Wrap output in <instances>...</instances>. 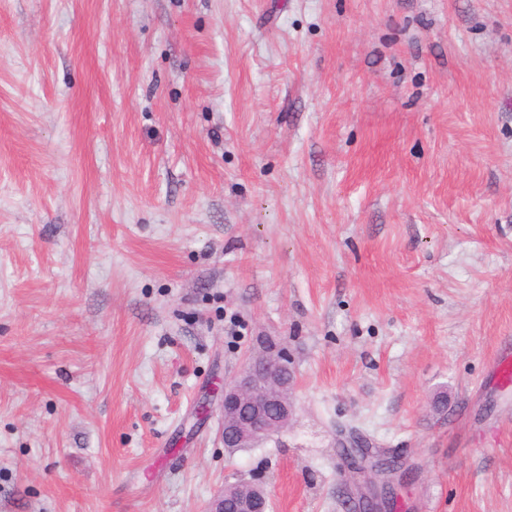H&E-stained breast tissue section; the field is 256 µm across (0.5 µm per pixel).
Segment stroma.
I'll return each mask as SVG.
<instances>
[{
  "label": "stroma",
  "instance_id": "1",
  "mask_svg": "<svg viewBox=\"0 0 512 512\" xmlns=\"http://www.w3.org/2000/svg\"><path fill=\"white\" fill-rule=\"evenodd\" d=\"M288 347V431L215 385ZM512 0H0V512H512ZM352 476L376 472L378 479L369 481L360 488L358 496L351 502L353 512H391L389 505L394 498L395 481L401 476L403 463L395 456L380 459L372 468L366 458L350 455L346 459ZM248 485L254 489L253 494L228 499L222 493L213 501L209 512H269V496L266 491L257 485ZM226 500H233L234 503H225ZM230 508L234 511H228Z\"/></svg>",
  "mask_w": 512,
  "mask_h": 512
}]
</instances>
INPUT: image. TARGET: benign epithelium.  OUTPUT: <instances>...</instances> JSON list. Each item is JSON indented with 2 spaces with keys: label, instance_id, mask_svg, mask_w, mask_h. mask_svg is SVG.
<instances>
[{
  "label": "benign epithelium",
  "instance_id": "benign-epithelium-1",
  "mask_svg": "<svg viewBox=\"0 0 512 512\" xmlns=\"http://www.w3.org/2000/svg\"><path fill=\"white\" fill-rule=\"evenodd\" d=\"M294 385L286 347L270 344L250 354L244 368L224 383L221 392L224 447L255 448L288 429L294 414L290 397ZM346 463L354 476L370 470L378 476L359 490L351 502L352 512H391L389 505L395 481L401 476V460L391 456L371 467L366 458L351 455ZM253 489V494L235 497L231 504L218 496L209 512H269L266 491L257 485Z\"/></svg>",
  "mask_w": 512,
  "mask_h": 512
}]
</instances>
